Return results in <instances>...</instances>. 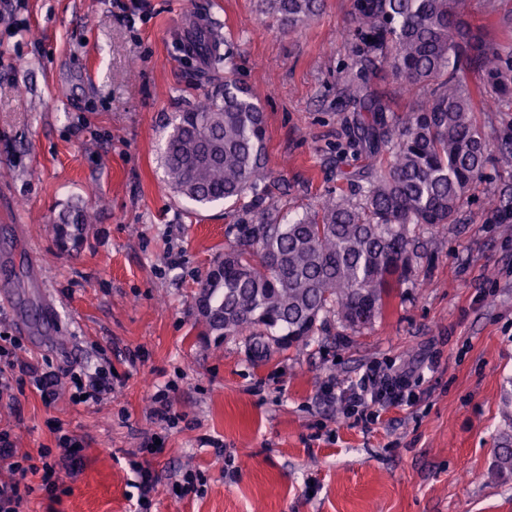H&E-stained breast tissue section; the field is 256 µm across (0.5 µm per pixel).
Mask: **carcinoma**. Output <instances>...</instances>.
I'll return each instance as SVG.
<instances>
[{
	"mask_svg": "<svg viewBox=\"0 0 512 512\" xmlns=\"http://www.w3.org/2000/svg\"><path fill=\"white\" fill-rule=\"evenodd\" d=\"M264 12L283 29L314 16L321 0H263ZM467 0H357L354 31L366 47L409 85L425 86L424 105L388 115L381 95L351 79L343 81L358 105L355 143L373 157H391L388 172L358 176L360 200L324 201L313 216L281 224H243L203 284L212 310L207 331L244 332L279 345L306 344L332 314L346 327L362 328L382 316L392 290L412 272L416 228L452 224L484 176L491 145L512 155V123L491 141L477 121L488 97L512 100V50L486 41L465 21ZM197 55L211 68L227 64L221 35L202 29ZM480 81L468 84L467 73ZM265 115L249 89L224 78V93L175 117L163 164L168 183L201 205L238 199L250 192L263 201ZM90 223L84 210L52 225L63 246ZM496 467L512 473V431L500 436Z\"/></svg>",
	"mask_w": 512,
	"mask_h": 512,
	"instance_id": "carcinoma-1",
	"label": "carcinoma"
}]
</instances>
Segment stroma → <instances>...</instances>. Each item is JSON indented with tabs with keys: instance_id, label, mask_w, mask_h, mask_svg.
I'll return each instance as SVG.
<instances>
[{
	"instance_id": "1",
	"label": "stroma",
	"mask_w": 512,
	"mask_h": 512,
	"mask_svg": "<svg viewBox=\"0 0 512 512\" xmlns=\"http://www.w3.org/2000/svg\"><path fill=\"white\" fill-rule=\"evenodd\" d=\"M512 0H467L487 41L512 45L500 22ZM354 0H323L291 30L261 0H0V334L19 339L14 374H58L44 403L25 387L0 404V429L21 450L56 445L55 425L85 443L67 490L31 478L28 512H134L145 437L157 479L151 512H512V474L494 452L512 423L501 394L512 379V220L487 206L512 197V162L491 151L486 177L452 224L418 232L412 273L382 317L359 330L329 319L305 345L204 335L199 284L263 215L288 222L328 196L354 198L352 172L386 167L349 145L356 114L342 79L382 94L403 115L426 95L395 78L356 39ZM219 27L227 73H204L176 37L192 19ZM233 76L266 116L263 206L250 195L195 207L170 189L161 152L176 113ZM89 211L77 246L49 226ZM180 264L169 267L167 256ZM120 377L111 399L74 404L66 368ZM140 351L137 367L125 361ZM412 371L413 404L357 414L322 399L369 368ZM172 385L182 417L150 416ZM201 494L176 496L185 471ZM170 389H157L152 396V417L165 429L176 428L182 420L181 415L174 411L169 396Z\"/></svg>"
}]
</instances>
